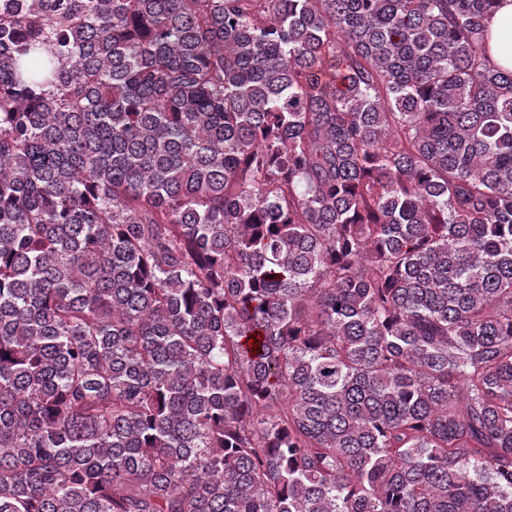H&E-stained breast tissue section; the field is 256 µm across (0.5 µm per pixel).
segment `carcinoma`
Here are the masks:
<instances>
[{
	"label": "carcinoma",
	"mask_w": 512,
	"mask_h": 512,
	"mask_svg": "<svg viewBox=\"0 0 512 512\" xmlns=\"http://www.w3.org/2000/svg\"><path fill=\"white\" fill-rule=\"evenodd\" d=\"M494 7L0 0V512H512Z\"/></svg>",
	"instance_id": "carcinoma-1"
}]
</instances>
